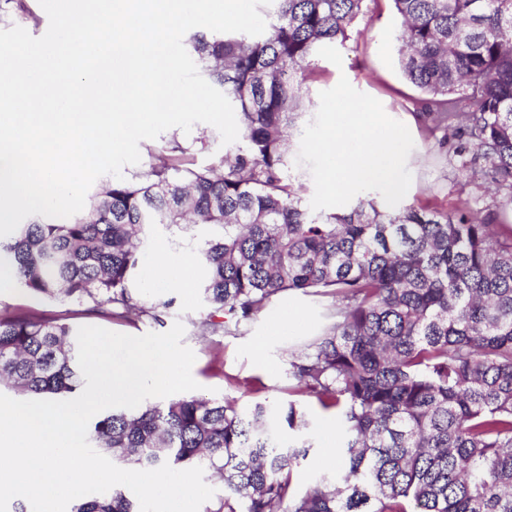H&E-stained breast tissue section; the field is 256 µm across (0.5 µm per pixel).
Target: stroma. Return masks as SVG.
<instances>
[{
    "label": "stroma",
    "mask_w": 512,
    "mask_h": 512,
    "mask_svg": "<svg viewBox=\"0 0 512 512\" xmlns=\"http://www.w3.org/2000/svg\"><path fill=\"white\" fill-rule=\"evenodd\" d=\"M48 24L38 0H0V25L4 28L18 25L39 37L46 32ZM356 29V34L339 48L341 65L317 58L312 72L303 79L307 114L315 115L321 91L333 88L340 77H347L355 89L379 100L386 113L403 122L413 137L414 149L407 160L412 183L402 200L403 205H431L446 210L465 200L478 219H487L491 214L512 218V193L491 182L487 175L489 165L484 159L476 158L474 147L457 154L456 140L445 139L443 131L430 130L429 121L421 112V92L407 83L399 70L401 21L392 0H367ZM213 131V126L198 123L188 133L172 128L157 139L141 141L140 162L125 166L123 172L128 175L147 171L152 162L151 151L167 147L171 140L189 145L194 138ZM142 251L141 282L147 287V301L171 303L170 308L159 310L157 318L109 320L89 313L86 305L42 299L21 288L0 289V309H37L49 318L67 319L76 328L93 325L130 335L163 333L179 321L185 328L182 342L196 355L192 375L202 387V396L232 399L242 408L265 399L288 402V348L319 332L323 322L319 299L287 293L274 299L250 322L230 326L224 333H213L204 326L210 309L198 291H185L174 279L158 286L151 282L159 255H166L177 267L184 258L190 257V250L175 249L169 232L158 226L148 234ZM293 305L305 309L304 321L298 325H278L277 313ZM258 339L266 342L267 361L263 364L253 353V343ZM309 412L313 446L292 473V484L299 491L326 474L327 469L320 462L322 451L339 448L342 439L340 428L331 427L327 413L314 404L310 405Z\"/></svg>",
    "instance_id": "obj_1"
}]
</instances>
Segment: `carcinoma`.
I'll use <instances>...</instances> for the list:
<instances>
[{
    "instance_id": "obj_1",
    "label": "carcinoma",
    "mask_w": 512,
    "mask_h": 512,
    "mask_svg": "<svg viewBox=\"0 0 512 512\" xmlns=\"http://www.w3.org/2000/svg\"><path fill=\"white\" fill-rule=\"evenodd\" d=\"M366 0H272L258 36L194 33L201 75L235 106L240 144L200 165L207 137L174 140L144 173L108 181L68 218L33 215L0 239V271L47 299L105 318L140 306V244L157 225L197 254L210 317L239 324L274 298L332 296L319 334L290 350L293 395L334 413L343 470L305 492L291 471L312 448L297 399L283 406L181 397L91 422L119 462L201 466L224 481L218 512H512V224L466 207L378 209L359 199L317 215L295 185L298 74L342 45ZM399 62L422 111L473 144L512 190V0H392ZM206 226L203 238L190 234ZM66 399L85 380L73 329L44 313H0V386ZM73 512H139L118 491Z\"/></svg>"
}]
</instances>
